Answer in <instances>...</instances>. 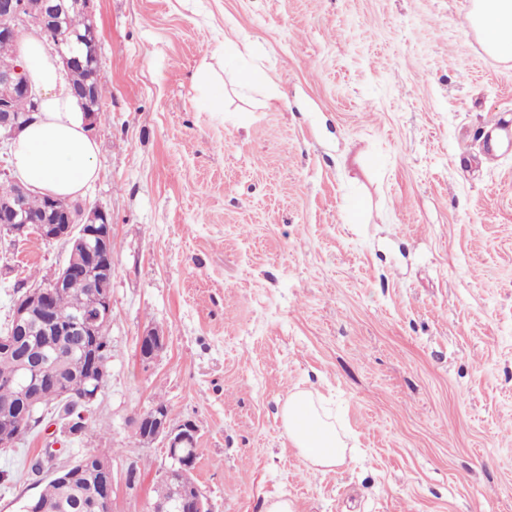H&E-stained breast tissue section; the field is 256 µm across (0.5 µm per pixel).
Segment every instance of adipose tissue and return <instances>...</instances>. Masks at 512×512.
<instances>
[{
	"label": "adipose tissue",
	"mask_w": 512,
	"mask_h": 512,
	"mask_svg": "<svg viewBox=\"0 0 512 512\" xmlns=\"http://www.w3.org/2000/svg\"><path fill=\"white\" fill-rule=\"evenodd\" d=\"M474 26L490 53L512 57V0H476ZM20 56L42 91V102L13 142L15 173L40 192L74 199L97 176L96 144L85 129L58 57L34 35L22 37ZM283 418L289 439L309 463L323 467L344 463L345 450L335 426L319 418L308 394L290 395Z\"/></svg>",
	"instance_id": "adipose-tissue-1"
}]
</instances>
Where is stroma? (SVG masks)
I'll return each mask as SVG.
<instances>
[{
	"label": "stroma",
	"mask_w": 512,
	"mask_h": 512,
	"mask_svg": "<svg viewBox=\"0 0 512 512\" xmlns=\"http://www.w3.org/2000/svg\"><path fill=\"white\" fill-rule=\"evenodd\" d=\"M474 0H95L112 359L61 443L0 450V512L107 456L112 512H150L157 399L194 422L212 512H512V59ZM66 242L0 235V328ZM167 346L143 366L139 336ZM311 393L346 446L307 468L282 410ZM136 467L138 480L127 485ZM497 129L496 138L486 149V160L490 163L498 161L510 147L512 148V120L501 122Z\"/></svg>",
	"instance_id": "stroma-1"
}]
</instances>
